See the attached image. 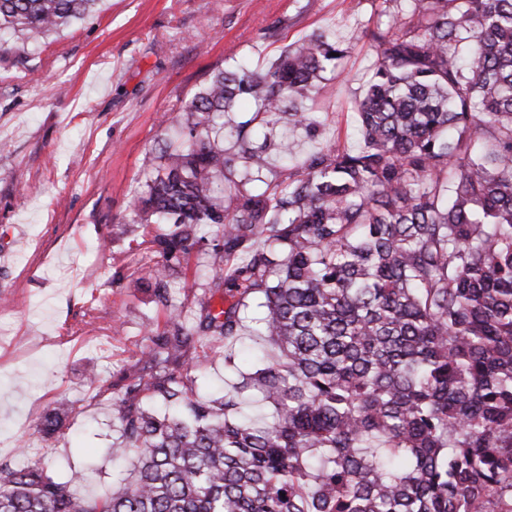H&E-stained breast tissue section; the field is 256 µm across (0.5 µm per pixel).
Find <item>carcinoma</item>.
<instances>
[{
    "label": "carcinoma",
    "instance_id": "cac0c4a2",
    "mask_svg": "<svg viewBox=\"0 0 512 512\" xmlns=\"http://www.w3.org/2000/svg\"><path fill=\"white\" fill-rule=\"evenodd\" d=\"M365 31L371 76L359 144H328L268 177L249 126L281 119L313 136L303 101L348 48L326 33L263 67L209 75L179 136L145 154L133 222L166 224L139 286L167 317L141 368L91 370L119 424L131 481L79 497V474L21 452L0 462V512H512V0H384ZM96 0H0L9 37L40 42ZM246 101L251 118L217 134ZM215 231L224 268L186 319L171 279ZM277 356L200 394L189 355L236 343L241 312ZM258 395L273 415L246 418ZM72 409L42 417L61 437Z\"/></svg>",
    "mask_w": 512,
    "mask_h": 512
}]
</instances>
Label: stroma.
I'll return each mask as SVG.
<instances>
[{"mask_svg": "<svg viewBox=\"0 0 512 512\" xmlns=\"http://www.w3.org/2000/svg\"><path fill=\"white\" fill-rule=\"evenodd\" d=\"M382 0H98L93 13L0 58V458L18 448L83 472L81 496L119 487L108 454L110 404L91 401L85 367L132 371L165 321L136 279L161 225H132L141 160L179 129L181 107L236 57L261 66L327 30L349 48L312 93L329 111L299 153L334 140L355 147L353 106L372 49L361 23ZM72 405L64 437L37 431L53 404Z\"/></svg>", "mask_w": 512, "mask_h": 512, "instance_id": "1", "label": "stroma"}]
</instances>
